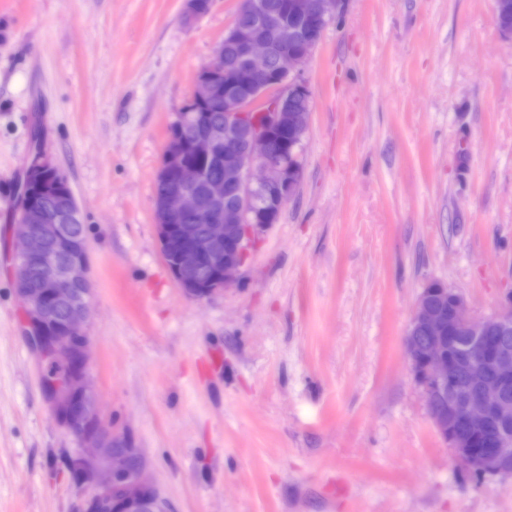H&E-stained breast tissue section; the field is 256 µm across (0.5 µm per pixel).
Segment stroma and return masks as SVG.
I'll return each instance as SVG.
<instances>
[{
	"instance_id": "1",
	"label": "stroma",
	"mask_w": 512,
	"mask_h": 512,
	"mask_svg": "<svg viewBox=\"0 0 512 512\" xmlns=\"http://www.w3.org/2000/svg\"><path fill=\"white\" fill-rule=\"evenodd\" d=\"M240 0H0V512H82L12 266L32 135L86 224V373L165 512H512L434 429L403 344L424 286L512 294V37L494 0H345L303 78L296 195L235 287L187 295L153 208L169 127Z\"/></svg>"
}]
</instances>
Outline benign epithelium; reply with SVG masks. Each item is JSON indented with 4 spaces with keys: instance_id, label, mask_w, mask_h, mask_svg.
I'll return each mask as SVG.
<instances>
[{
    "instance_id": "1",
    "label": "benign epithelium",
    "mask_w": 512,
    "mask_h": 512,
    "mask_svg": "<svg viewBox=\"0 0 512 512\" xmlns=\"http://www.w3.org/2000/svg\"><path fill=\"white\" fill-rule=\"evenodd\" d=\"M344 0H291L289 14L275 15L256 0L242 6L224 41L204 69L224 70V83L195 88L224 105V125L210 126L179 112L175 123L191 138L193 160L168 138L158 175L167 182L154 212L162 255L176 244L171 274L195 298L234 285L245 262L247 242L263 225L254 221L253 193L265 195L270 214L282 211L299 183L297 165L311 112V93L301 75L327 25L339 17ZM232 45L235 65L224 66V45ZM224 165V179L205 181L203 162ZM28 173L41 181L65 178L37 154ZM204 185L203 192L196 188ZM81 215L75 198L67 211L19 205L16 234L21 248L14 278L28 333L42 354L65 369L52 385L57 408L70 429L94 449L83 462V479L97 484L83 512H103L112 493L124 512H140L147 493H157L140 463L118 438L100 432L97 400L86 377L90 281L86 240L74 237L63 221ZM206 224L198 235L191 221ZM43 287L30 288L33 271ZM66 309L58 322L56 309ZM403 344L411 372L437 433L469 472L512 476V296L497 312L476 318L464 296L440 281L420 293Z\"/></svg>"
}]
</instances>
